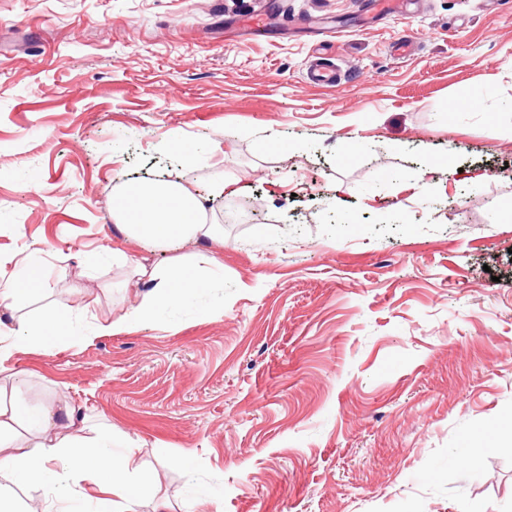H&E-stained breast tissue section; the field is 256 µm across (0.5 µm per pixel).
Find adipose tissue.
Segmentation results:
<instances>
[{"mask_svg": "<svg viewBox=\"0 0 512 512\" xmlns=\"http://www.w3.org/2000/svg\"><path fill=\"white\" fill-rule=\"evenodd\" d=\"M112 219L125 234L144 246L176 250L222 234L221 225L207 223L196 193L176 182H131L115 194ZM222 269L206 254L192 260L172 261L165 269H141L151 285L139 303L117 320L97 324L93 337L123 333L131 326L155 321L158 313L178 305ZM47 272L37 262L22 260L17 278L0 287V311L14 310L24 295L42 290ZM73 309L57 304L38 318L0 321V362L30 345L51 348L72 341ZM26 380L12 374L9 386L0 385V512H17L15 487L45 486L50 498L34 512H53L52 503L70 497L80 479L102 486L103 498L94 502V512H134L140 499L153 503L152 512H169L163 497L137 480L139 464L133 452L112 449L110 432L95 437L82 435L84 418L76 408L46 397L36 405L24 400Z\"/></svg>", "mask_w": 512, "mask_h": 512, "instance_id": "ef3b65f1", "label": "adipose tissue"}]
</instances>
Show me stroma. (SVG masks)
<instances>
[{
  "label": "stroma",
  "instance_id": "1",
  "mask_svg": "<svg viewBox=\"0 0 512 512\" xmlns=\"http://www.w3.org/2000/svg\"><path fill=\"white\" fill-rule=\"evenodd\" d=\"M161 178L223 278L17 351L29 401L111 429L171 512H512V0H0V284L47 264L22 313L84 339L136 305L175 254L112 200Z\"/></svg>",
  "mask_w": 512,
  "mask_h": 512
}]
</instances>
